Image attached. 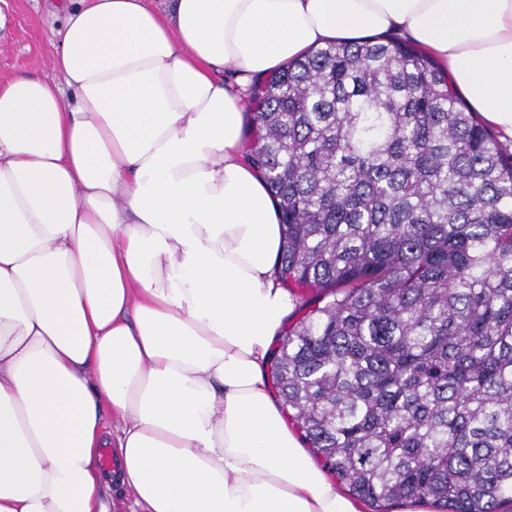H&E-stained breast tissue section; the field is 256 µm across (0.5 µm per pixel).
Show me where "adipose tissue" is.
Here are the masks:
<instances>
[{
    "label": "adipose tissue",
    "instance_id": "1",
    "mask_svg": "<svg viewBox=\"0 0 512 512\" xmlns=\"http://www.w3.org/2000/svg\"><path fill=\"white\" fill-rule=\"evenodd\" d=\"M0 80V512H366L269 389L294 298L241 139L256 81L398 35L512 140V0H62Z\"/></svg>",
    "mask_w": 512,
    "mask_h": 512
}]
</instances>
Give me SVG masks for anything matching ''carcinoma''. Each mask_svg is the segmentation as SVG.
<instances>
[{"instance_id":"cac0c4a2","label":"carcinoma","mask_w":512,"mask_h":512,"mask_svg":"<svg viewBox=\"0 0 512 512\" xmlns=\"http://www.w3.org/2000/svg\"><path fill=\"white\" fill-rule=\"evenodd\" d=\"M246 111L279 277L310 291L271 363L308 447L376 512H496L512 500V153L395 39L297 58Z\"/></svg>"}]
</instances>
